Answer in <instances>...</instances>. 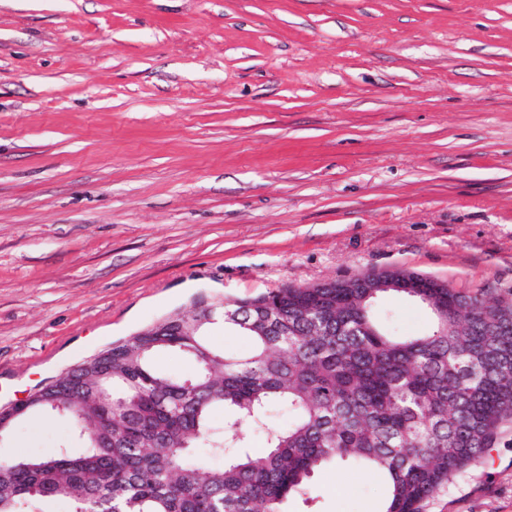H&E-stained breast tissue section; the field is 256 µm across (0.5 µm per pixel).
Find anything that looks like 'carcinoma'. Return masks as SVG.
<instances>
[{
  "mask_svg": "<svg viewBox=\"0 0 512 512\" xmlns=\"http://www.w3.org/2000/svg\"><path fill=\"white\" fill-rule=\"evenodd\" d=\"M287 286L246 300L199 303L112 344L56 377L63 410L36 405L13 425L68 422L70 438L49 455L0 462V512H286L327 463L352 461L389 480L382 512H420L448 476L492 448L512 417V306L436 288ZM395 293L424 306L430 329L395 334L375 311ZM252 340L244 358L209 342L216 325ZM178 351L194 375L159 372ZM230 410L224 428L211 420ZM288 420L273 426L268 412ZM264 438L250 449L243 426ZM207 446L224 467L201 461Z\"/></svg>",
  "mask_w": 512,
  "mask_h": 512,
  "instance_id": "carcinoma-1",
  "label": "carcinoma"
}]
</instances>
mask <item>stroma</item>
<instances>
[{"label":"stroma","instance_id":"1","mask_svg":"<svg viewBox=\"0 0 512 512\" xmlns=\"http://www.w3.org/2000/svg\"><path fill=\"white\" fill-rule=\"evenodd\" d=\"M394 269L512 304V0H0V409L199 296ZM310 491L288 512L388 481ZM420 512H512V420Z\"/></svg>","mask_w":512,"mask_h":512}]
</instances>
